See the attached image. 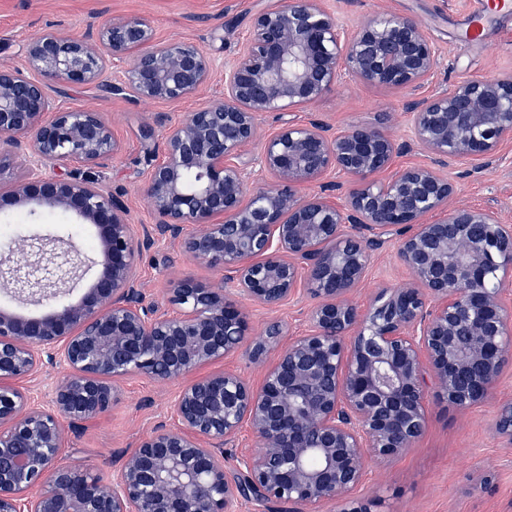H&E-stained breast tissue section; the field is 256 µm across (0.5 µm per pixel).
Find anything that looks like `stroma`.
<instances>
[{"label": "stroma", "instance_id": "stroma-1", "mask_svg": "<svg viewBox=\"0 0 512 512\" xmlns=\"http://www.w3.org/2000/svg\"><path fill=\"white\" fill-rule=\"evenodd\" d=\"M275 0H0V66L21 64L29 37L58 29L84 32L88 24L137 14L147 18L158 43L191 41L216 60L230 58L247 37L253 15ZM348 32L357 31L372 15L385 13L418 21L439 52L429 92L448 83L476 76L495 77L512 72V17H492L484 23L481 41L467 38L472 0H327ZM224 92L223 76H215L198 96L181 101L143 100L111 95L94 84L52 83L51 94L63 107L101 113L112 124L122 145L114 162L105 167L78 164L61 166L62 174L98 182L129 206L134 225L153 221L147 199L139 187L161 152L157 141L144 139V125L176 121ZM409 94L343 80L320 101L297 112L343 130L363 124L405 140L401 117ZM444 172L456 184V206L489 208L512 225V141L504 143L498 160L477 168L475 162L447 165ZM20 223V233L75 242L93 254L95 240L88 227L60 212L19 216L0 211V225ZM147 301L164 303L170 280L192 279L211 283L218 270L178 253L165 239H157L145 252L140 269ZM408 273L397 257L395 236H383L371 251L370 262L354 298L369 307L380 289L405 283ZM249 340H257L270 319L283 322L289 343L310 329V302L304 294L269 310L248 304ZM176 381L158 382L132 375L123 380L116 403L105 415L79 423L69 431L62 450L63 462L89 467L109 478L118 471L124 452L135 448L155 426H176L171 405L179 391ZM512 399V367L501 374L491 399L464 413L446 401L429 398L427 426L411 448L391 460L371 465L359 494L372 499L375 512H512V451L493 432L499 402Z\"/></svg>", "mask_w": 512, "mask_h": 512}]
</instances>
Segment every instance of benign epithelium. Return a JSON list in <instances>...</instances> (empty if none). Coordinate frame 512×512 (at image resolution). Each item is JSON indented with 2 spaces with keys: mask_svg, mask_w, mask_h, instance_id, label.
<instances>
[{
  "mask_svg": "<svg viewBox=\"0 0 512 512\" xmlns=\"http://www.w3.org/2000/svg\"><path fill=\"white\" fill-rule=\"evenodd\" d=\"M438 53L411 18L378 14L348 37L325 0H280L254 14L249 37L224 68V97L164 125L141 192L153 222L137 231L121 197L78 178L63 163L104 166L120 152L98 112L59 105L48 81L96 84L113 95L176 101L198 94L215 60L189 41L155 43L150 22L114 16L80 36L49 31L25 47L22 66L0 67V209L62 211L95 229L91 287L60 303L81 259L43 238L23 239L35 260L0 257V280L40 306L23 317L0 308V512H237L242 501L280 502L292 512H373L357 496L368 465L397 457L423 434L429 392L466 412L482 403L512 364V225L497 213L448 208L456 186L438 168L496 161L512 140V76L458 81L427 96ZM345 78L401 88L408 140L375 127L337 132L318 120L270 136L249 193L235 159L266 112H293ZM429 163L383 182L402 150ZM352 178L340 206L328 177ZM396 231L411 281L387 288L367 310L351 294L375 235ZM158 237L222 272L221 281L169 282L167 305L145 303L141 257ZM313 301L312 329L253 387L234 372L204 367L243 348L247 295L276 309L300 286ZM283 335L277 320L248 348L263 366ZM46 365L66 371L51 404L38 407L16 382ZM131 375L182 380L173 404L180 427L159 425L126 454L110 480L64 464L78 423L107 413ZM248 425L258 448L238 466L224 445ZM495 434L512 447V399L498 406Z\"/></svg>",
  "mask_w": 512,
  "mask_h": 512,
  "instance_id": "obj_1",
  "label": "benign epithelium"
}]
</instances>
